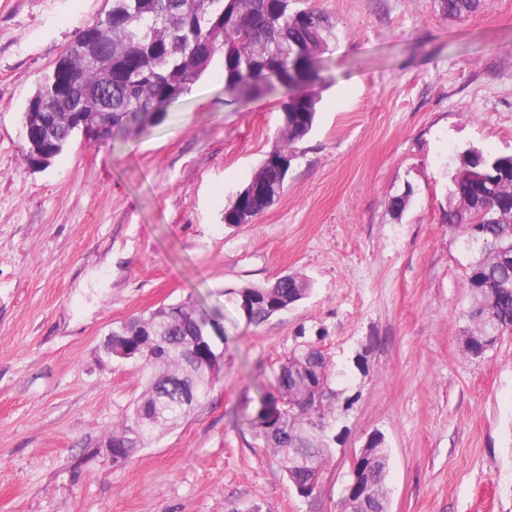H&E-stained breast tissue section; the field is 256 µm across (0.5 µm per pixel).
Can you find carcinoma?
Returning <instances> with one entry per match:
<instances>
[{"mask_svg":"<svg viewBox=\"0 0 512 512\" xmlns=\"http://www.w3.org/2000/svg\"><path fill=\"white\" fill-rule=\"evenodd\" d=\"M486 0H440L442 13L456 18L484 8ZM100 40L90 56L86 42ZM333 32L326 15L304 0H112L103 18L83 25L28 101L48 112L39 124L24 112L22 158L30 168L44 167L60 155L89 122L93 139L141 132L165 119L166 107L190 89L215 57L223 60L224 93L235 99L288 88L280 102L282 144L272 155H291L312 131L318 99L306 87L321 80L319 57ZM253 179L271 193L249 205L257 217L284 191L288 173L263 160ZM456 204L443 221L468 245L479 242L468 264L466 282L473 303L465 347L471 357L512 335V258L500 243L512 241V156L470 151L451 179ZM308 280L279 276L262 287L233 291L234 300L257 298L251 324H261L310 295ZM223 314L186 303L162 305L120 325L112 344L132 360L145 391L132 411L112 430L125 447L112 454L129 461L192 407L206 401L219 374L203 364L198 342L211 336ZM336 374L316 345H295L281 361L275 391L259 395L253 416L255 439L277 458L288 483L320 481L332 457L325 433L335 412ZM366 473L368 496L357 503L342 493L339 512H384L388 455L382 438L373 441Z\"/></svg>","mask_w":512,"mask_h":512,"instance_id":"obj_1","label":"carcinoma"}]
</instances>
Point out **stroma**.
Segmentation results:
<instances>
[{"mask_svg": "<svg viewBox=\"0 0 512 512\" xmlns=\"http://www.w3.org/2000/svg\"><path fill=\"white\" fill-rule=\"evenodd\" d=\"M333 25L313 132L280 197L224 209L279 145L280 93L227 103L222 59L139 135L22 161L39 78L111 0H0V512H336L355 453L389 452L388 512H512V336L464 351L468 254L443 222L458 157L512 154V0H308ZM408 195L403 212L392 197ZM312 292L255 326L231 290ZM224 314L208 402L122 466L104 445L143 391L107 332L160 305ZM340 374L309 498L248 420L295 345ZM486 0H440L442 13L461 18L484 8Z\"/></svg>", "mask_w": 512, "mask_h": 512, "instance_id": "1", "label": "stroma"}]
</instances>
